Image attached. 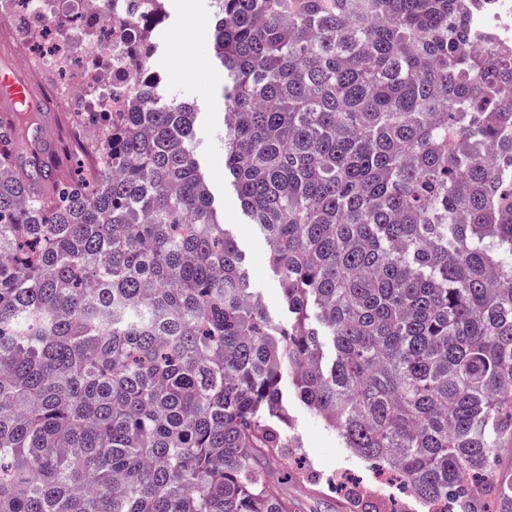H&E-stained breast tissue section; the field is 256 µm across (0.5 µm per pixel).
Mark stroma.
I'll return each instance as SVG.
<instances>
[{
  "label": "stroma",
  "mask_w": 512,
  "mask_h": 512,
  "mask_svg": "<svg viewBox=\"0 0 512 512\" xmlns=\"http://www.w3.org/2000/svg\"><path fill=\"white\" fill-rule=\"evenodd\" d=\"M163 12L156 29L160 48L149 60L150 70L162 76L169 93L196 105L194 140L201 171L246 257L252 288L272 319L287 321L280 282L267 261L268 241L244 214L224 174V77L210 53L211 0H163ZM288 404L286 433L298 446L286 458L288 473L280 491L294 502L295 512H339V488L346 484L390 512H422L401 480L378 482L369 463L345 448L315 412L294 398Z\"/></svg>",
  "instance_id": "stroma-1"
}]
</instances>
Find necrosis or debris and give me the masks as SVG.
Returning a JSON list of instances; mask_svg holds the SVG:
<instances>
[{"instance_id":"necrosis-or-debris-1","label":"necrosis or debris","mask_w":512,"mask_h":512,"mask_svg":"<svg viewBox=\"0 0 512 512\" xmlns=\"http://www.w3.org/2000/svg\"><path fill=\"white\" fill-rule=\"evenodd\" d=\"M38 18L55 33L59 48L26 46L22 61L38 82H58L60 108L75 117L87 112H121L128 90L143 71L129 53L128 0H76L72 9L60 0H8L0 22ZM477 35L512 49V0H478Z\"/></svg>"}]
</instances>
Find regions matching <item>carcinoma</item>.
<instances>
[{
    "instance_id": "cac0c4a2",
    "label": "carcinoma",
    "mask_w": 512,
    "mask_h": 512,
    "mask_svg": "<svg viewBox=\"0 0 512 512\" xmlns=\"http://www.w3.org/2000/svg\"><path fill=\"white\" fill-rule=\"evenodd\" d=\"M472 10L214 0L224 168L286 324L159 77L47 184L0 123V512H293L286 383L428 512H512V53L473 51Z\"/></svg>"
}]
</instances>
